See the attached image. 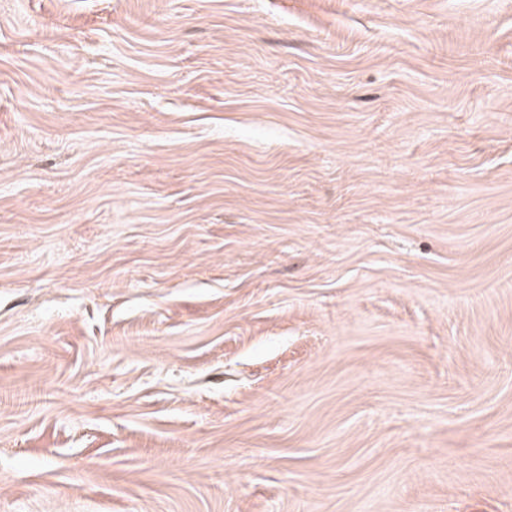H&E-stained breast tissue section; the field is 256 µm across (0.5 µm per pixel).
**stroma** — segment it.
Returning <instances> with one entry per match:
<instances>
[{"label":"stroma","mask_w":512,"mask_h":512,"mask_svg":"<svg viewBox=\"0 0 512 512\" xmlns=\"http://www.w3.org/2000/svg\"><path fill=\"white\" fill-rule=\"evenodd\" d=\"M0 512H512V0H0Z\"/></svg>","instance_id":"stroma-1"}]
</instances>
